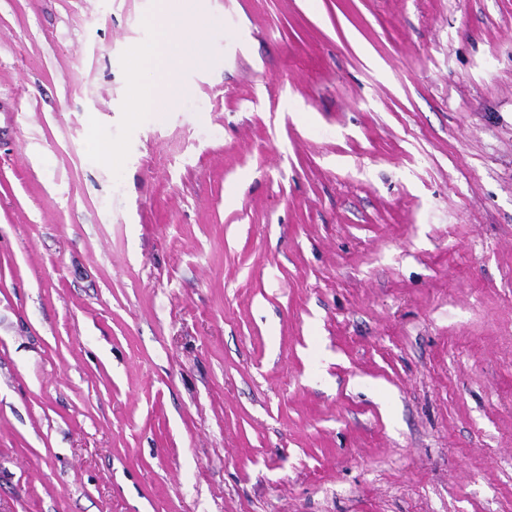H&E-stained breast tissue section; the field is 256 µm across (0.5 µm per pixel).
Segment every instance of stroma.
Returning a JSON list of instances; mask_svg holds the SVG:
<instances>
[{
	"instance_id": "1",
	"label": "stroma",
	"mask_w": 512,
	"mask_h": 512,
	"mask_svg": "<svg viewBox=\"0 0 512 512\" xmlns=\"http://www.w3.org/2000/svg\"><path fill=\"white\" fill-rule=\"evenodd\" d=\"M0 512H512V0H0ZM145 22L155 31V39L148 45L133 48L128 63V112L135 120L148 112H161L165 101L181 93L172 78L173 55H176L177 63L181 66H202L206 63L200 49L205 31L195 22L186 18L178 23L173 20L164 23L155 13L147 16ZM162 69L167 72L166 88L152 82V77Z\"/></svg>"
}]
</instances>
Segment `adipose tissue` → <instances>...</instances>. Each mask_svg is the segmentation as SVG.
Wrapping results in <instances>:
<instances>
[{
    "mask_svg": "<svg viewBox=\"0 0 512 512\" xmlns=\"http://www.w3.org/2000/svg\"><path fill=\"white\" fill-rule=\"evenodd\" d=\"M146 23L154 30L155 39L148 45L133 48L128 63V110L136 119L161 111L165 101L180 93L174 80L162 85L154 82V75L176 64L201 66L206 62L200 49L204 32L195 22L186 18L177 23H164L152 14L147 16Z\"/></svg>",
    "mask_w": 512,
    "mask_h": 512,
    "instance_id": "adipose-tissue-1",
    "label": "adipose tissue"
}]
</instances>
